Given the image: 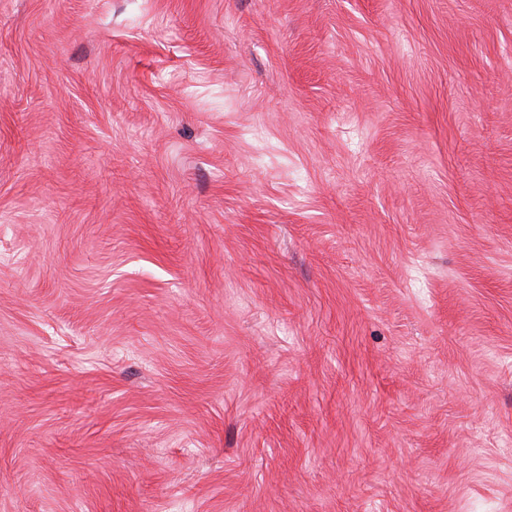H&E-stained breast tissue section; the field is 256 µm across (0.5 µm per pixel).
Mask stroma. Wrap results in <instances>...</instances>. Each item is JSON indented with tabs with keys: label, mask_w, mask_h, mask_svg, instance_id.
Wrapping results in <instances>:
<instances>
[{
	"label": "stroma",
	"mask_w": 512,
	"mask_h": 512,
	"mask_svg": "<svg viewBox=\"0 0 512 512\" xmlns=\"http://www.w3.org/2000/svg\"><path fill=\"white\" fill-rule=\"evenodd\" d=\"M512 512V0H0V512Z\"/></svg>",
	"instance_id": "stroma-1"
}]
</instances>
